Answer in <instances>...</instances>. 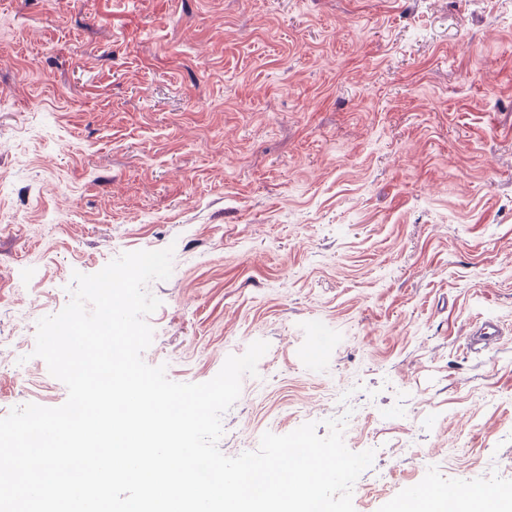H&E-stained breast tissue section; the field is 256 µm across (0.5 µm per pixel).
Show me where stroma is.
Listing matches in <instances>:
<instances>
[{"mask_svg":"<svg viewBox=\"0 0 512 512\" xmlns=\"http://www.w3.org/2000/svg\"><path fill=\"white\" fill-rule=\"evenodd\" d=\"M168 247L148 365L269 345L223 454L358 408L355 512L512 494V0H0V418L66 401L73 272Z\"/></svg>","mask_w":512,"mask_h":512,"instance_id":"obj_1","label":"stroma"}]
</instances>
